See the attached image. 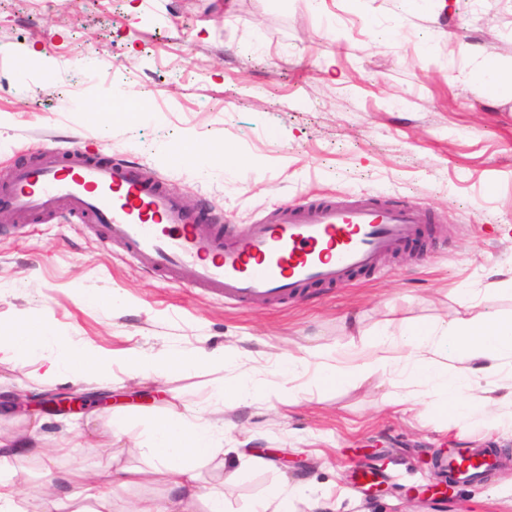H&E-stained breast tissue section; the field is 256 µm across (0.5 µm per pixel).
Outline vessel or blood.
I'll use <instances>...</instances> for the list:
<instances>
[{
    "mask_svg": "<svg viewBox=\"0 0 512 512\" xmlns=\"http://www.w3.org/2000/svg\"><path fill=\"white\" fill-rule=\"evenodd\" d=\"M60 210L170 282L239 304L285 299L308 285L336 284L374 268L428 220L411 204L325 200L282 208L236 235L223 225L195 221L179 196L143 169L53 148L38 164L16 168L0 186L2 223ZM472 454L468 447L443 452L451 484L477 482L500 466L488 453L479 469H471Z\"/></svg>",
    "mask_w": 512,
    "mask_h": 512,
    "instance_id": "obj_1",
    "label": "vessel or blood"
}]
</instances>
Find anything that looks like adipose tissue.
Returning a JSON list of instances; mask_svg holds the SVG:
<instances>
[{
  "instance_id": "adipose-tissue-1",
  "label": "adipose tissue",
  "mask_w": 512,
  "mask_h": 512,
  "mask_svg": "<svg viewBox=\"0 0 512 512\" xmlns=\"http://www.w3.org/2000/svg\"><path fill=\"white\" fill-rule=\"evenodd\" d=\"M406 348L401 374L412 385L441 390L439 411L451 428H465L475 422L512 430V315L485 313L477 318L453 317L409 329L400 338L379 334L374 347L391 345ZM446 367H439V359ZM32 359L44 366L43 380L53 383L67 378L82 381L83 365L92 366L100 381H108L112 358L90 343H68L53 324L12 322L0 331V366L16 365ZM224 355L206 349L186 354L170 350L152 355L144 350H127L122 358L130 369L164 377L223 361ZM389 364L381 355L357 365L329 363L316 349L291 355L279 369L294 379L310 376L325 389L351 386L383 373ZM218 431L211 420L175 409L164 413L154 426L148 442L155 470L173 477L180 494L166 499L145 498L136 512H187L186 500L202 497L206 512H225L224 493L215 489L199 494L198 465L216 452ZM58 454L71 460L65 477H57L55 458L44 455L37 440L0 439V512H24L12 476L14 464L22 458L36 459L44 476L59 478L61 489L43 499L41 512H70L75 501L89 502L88 512H112V494L126 487L135 469L121 465V449H110L107 462L95 474H88L74 456L71 444L63 443Z\"/></svg>"
}]
</instances>
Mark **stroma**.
Returning a JSON list of instances; mask_svg holds the SVG:
<instances>
[{"label": "stroma", "mask_w": 512, "mask_h": 512, "mask_svg": "<svg viewBox=\"0 0 512 512\" xmlns=\"http://www.w3.org/2000/svg\"><path fill=\"white\" fill-rule=\"evenodd\" d=\"M512 60V0H0V179L47 148L127 160L167 182L194 212L243 233L285 204L359 196L409 202L431 216L379 266L331 288L245 306L143 269L121 246L66 213L0 223V317L55 325L113 354L109 381L48 385L37 363L0 367V394H85L77 414L0 411V436L63 439L94 469L118 444L142 470L112 496L114 512L176 495L152 477L143 445L167 409L202 411L217 382L271 379L280 359L316 348L355 357L372 336L422 322L512 314V99L462 82L460 44ZM137 101L148 119L103 113ZM194 142L213 160L182 155ZM475 292L465 304L461 289ZM125 294L122 309L84 301ZM130 348L220 350L224 361L165 378L127 369ZM226 416L225 448H267L257 467L224 474L223 450L200 469V492L224 490L227 512H250L281 478L305 480L294 512H370L359 465L383 473L380 512H430L439 449L491 447L505 466L452 489L445 512H512V431L448 428L438 393H414L396 368L383 378L293 402L286 379ZM109 400H100V393ZM127 418L120 439L114 418Z\"/></svg>", "instance_id": "stroma-1"}]
</instances>
